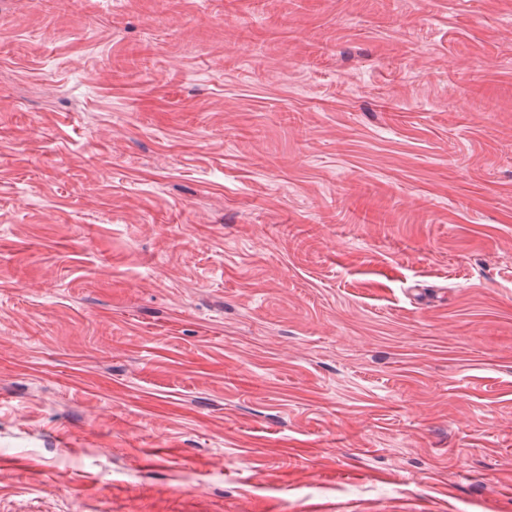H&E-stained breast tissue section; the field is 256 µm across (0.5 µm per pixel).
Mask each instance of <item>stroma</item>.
Wrapping results in <instances>:
<instances>
[{
  "label": "stroma",
  "instance_id": "35a3bbf8",
  "mask_svg": "<svg viewBox=\"0 0 512 512\" xmlns=\"http://www.w3.org/2000/svg\"><path fill=\"white\" fill-rule=\"evenodd\" d=\"M512 512V0H0V512Z\"/></svg>",
  "mask_w": 512,
  "mask_h": 512
}]
</instances>
